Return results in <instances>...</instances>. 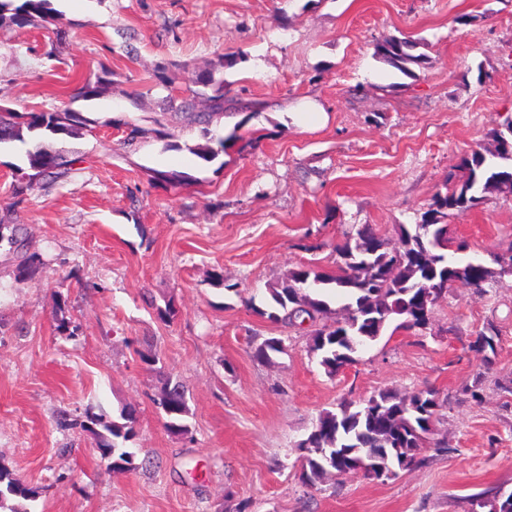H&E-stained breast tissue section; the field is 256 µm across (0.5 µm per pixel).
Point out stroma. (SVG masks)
I'll use <instances>...</instances> for the list:
<instances>
[{"label":"stroma","instance_id":"obj_1","mask_svg":"<svg viewBox=\"0 0 512 512\" xmlns=\"http://www.w3.org/2000/svg\"><path fill=\"white\" fill-rule=\"evenodd\" d=\"M67 36L0 28V101L20 112L67 105L123 117L49 147L75 158L67 181L15 202L24 145L0 151V218L27 227L42 264L17 272L0 249V466L37 497L29 512H472L491 487L512 490V287L458 285L432 331L383 336L328 376L308 352L309 324L256 315L300 265L334 268L358 225L395 238L444 192L473 148L512 119V0H53ZM411 37L423 65L401 73L378 43ZM113 73L85 101L76 88ZM206 72L251 108L212 118L237 139L218 160L191 154L198 128L153 119L168 91ZM138 103H130V95ZM189 177L175 186L155 172ZM473 256L512 248V196L490 193L451 219ZM176 315L163 321L159 307ZM62 309L76 335L55 327ZM495 356L472 349L486 323ZM267 336L286 354L252 355ZM153 351L160 365L145 363ZM189 390V432L170 433L153 398ZM480 384L481 404L467 386ZM447 398V451L388 480L348 475L315 490L297 445L318 414L384 389ZM137 412L138 467L110 471L81 420ZM72 424L60 426L61 415Z\"/></svg>","mask_w":512,"mask_h":512}]
</instances>
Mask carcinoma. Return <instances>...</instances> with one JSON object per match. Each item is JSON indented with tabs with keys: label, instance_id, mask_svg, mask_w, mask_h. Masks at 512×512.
Masks as SVG:
<instances>
[{
	"label": "carcinoma",
	"instance_id": "carcinoma-1",
	"mask_svg": "<svg viewBox=\"0 0 512 512\" xmlns=\"http://www.w3.org/2000/svg\"><path fill=\"white\" fill-rule=\"evenodd\" d=\"M59 16L50 0H0V27L7 24L18 29L42 27ZM417 42L408 37L390 38L377 45L376 54L386 64L408 72L407 65L421 64L425 55L416 54ZM196 88L187 97L170 96L166 109L181 115L189 126H197L205 145L190 147L198 157L209 162L224 151L227 138L210 128L213 115L227 108H245L236 100L228 102L220 88L209 95L197 89L203 77L191 79ZM112 86V73L104 70L95 83H87L76 93L84 100L95 99ZM207 102L198 109L197 99ZM123 129V145L132 147L143 130L122 118L108 117L102 121L69 107L40 112H14L0 107V148L17 143L31 145L25 157L32 174L29 183L13 186L21 197L37 180L46 187L66 181L77 159L45 146L47 140L77 138L98 125ZM494 142L489 150L473 149L464 154L459 168L466 178L448 180L447 191L435 196L430 208L416 224L397 226V241L383 237L372 224H364L356 235L349 236L339 247L336 268L325 270L299 266L269 289L270 300L256 314L275 324L297 326L308 321L311 331L309 352L324 372L334 376L356 362L354 354L381 339L390 325L395 329L425 331L435 304L445 297L448 285L456 280L479 292L501 288L512 270L502 264L504 252H490L488 258L468 255L467 239L443 237L440 226L450 214L477 208L485 194L512 195V120L491 130ZM7 246L18 259L21 275L32 274L40 265L36 255L26 251L25 228L0 220V247ZM345 300L333 309L328 295ZM497 328L489 323L479 332L474 348L480 352L496 351ZM286 351L284 340L266 337L254 347L253 357L270 359ZM154 404L166 417V428L174 434H186L190 415L187 389L180 381H168ZM447 401L437 390L425 388L408 394L382 390L360 402L343 401L333 410H323L298 448L301 455V479L315 487L340 472L349 475L361 472L377 478L381 471L386 478L397 477L425 464L421 456L423 441L435 436V423ZM136 416L132 410L120 412L119 420H107L88 414L82 424L95 443L102 458L109 460V469L128 472L138 468L136 453L126 446L136 436ZM36 492L20 477L0 467V510L27 512L20 502L35 498ZM475 506L487 512H512V493L490 489L475 497Z\"/></svg>",
	"mask_w": 512,
	"mask_h": 512
}]
</instances>
